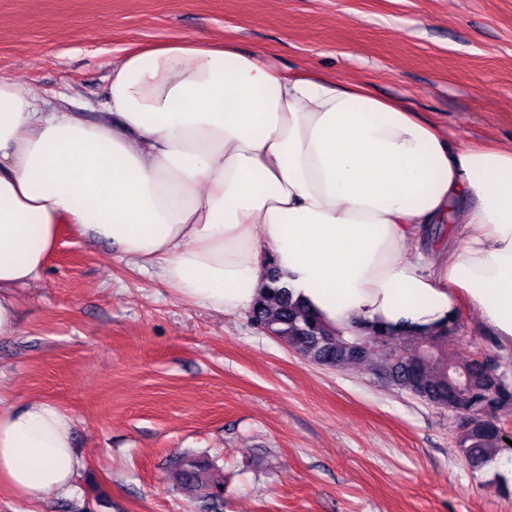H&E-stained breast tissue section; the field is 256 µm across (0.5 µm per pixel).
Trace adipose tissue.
Instances as JSON below:
<instances>
[{"instance_id": "obj_1", "label": "adipose tissue", "mask_w": 512, "mask_h": 512, "mask_svg": "<svg viewBox=\"0 0 512 512\" xmlns=\"http://www.w3.org/2000/svg\"><path fill=\"white\" fill-rule=\"evenodd\" d=\"M37 100L0 79V339L70 223L203 308L250 312L271 256L330 326L434 333L469 304L512 352V144L225 40L126 52L93 121ZM74 429L50 401L0 411V484L72 492Z\"/></svg>"}]
</instances>
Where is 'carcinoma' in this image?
Segmentation results:
<instances>
[{
  "instance_id": "carcinoma-1",
  "label": "carcinoma",
  "mask_w": 512,
  "mask_h": 512,
  "mask_svg": "<svg viewBox=\"0 0 512 512\" xmlns=\"http://www.w3.org/2000/svg\"><path fill=\"white\" fill-rule=\"evenodd\" d=\"M250 319L258 330L313 363L344 368L367 362L390 385L436 407L448 402L450 373L456 371L463 375V391L456 397L463 414L456 443L464 459L478 468L512 448L504 441L507 434L499 431L504 418L512 415V382L494 381L487 375L485 366L500 365L494 355L483 363L451 355L450 343L458 332L455 323L438 334L395 335L390 329L364 322L344 330L331 328L281 284L273 264ZM371 340L381 341L386 351L365 348ZM174 468L180 484L199 482L202 466L192 456L177 457Z\"/></svg>"
}]
</instances>
